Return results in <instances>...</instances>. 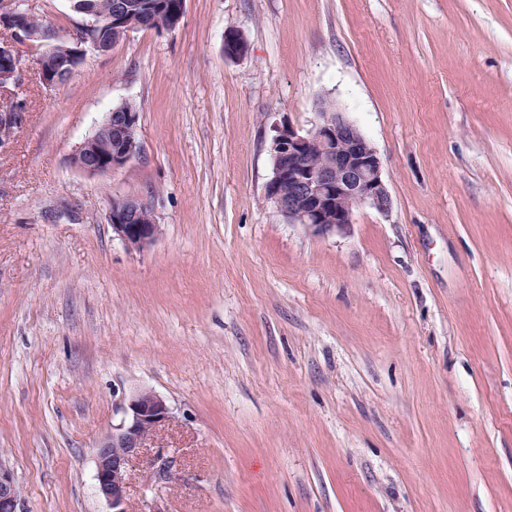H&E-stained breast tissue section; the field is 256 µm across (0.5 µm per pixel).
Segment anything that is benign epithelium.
I'll return each mask as SVG.
<instances>
[{
	"instance_id": "7a95c632",
	"label": "benign epithelium",
	"mask_w": 512,
	"mask_h": 512,
	"mask_svg": "<svg viewBox=\"0 0 512 512\" xmlns=\"http://www.w3.org/2000/svg\"><path fill=\"white\" fill-rule=\"evenodd\" d=\"M30 10L24 0H0V145L13 136L20 122L18 105L28 66L24 49L37 47L38 75L46 86L59 83L67 64L79 66L90 52H105L96 32L112 25V16L93 11L80 15L73 30L57 37L50 31L23 27ZM63 40L66 54L53 50L49 41ZM314 128L302 133L282 125L269 142L272 176L265 196L275 210L292 224H301L317 234L342 232L353 223L354 211L367 206L386 212L391 197L382 177L377 151L359 128L340 110L320 109ZM139 113L111 112L105 122L71 154V165L88 174L118 170L140 152ZM112 139L115 149L99 151L103 139ZM317 163H312V160ZM107 221L112 234L127 248L141 251L160 233L153 211L139 200L122 198L110 203ZM167 402L151 390L139 391L124 400L122 420L96 446L95 480L110 512H129L127 480L132 462L147 442L170 418ZM0 512H21V498L13 472L0 462Z\"/></svg>"
}]
</instances>
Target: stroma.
<instances>
[{
    "mask_svg": "<svg viewBox=\"0 0 512 512\" xmlns=\"http://www.w3.org/2000/svg\"><path fill=\"white\" fill-rule=\"evenodd\" d=\"M24 95L0 147V460L22 512H109L95 446L142 390L171 418L129 512H512V0H185L63 83L29 68ZM128 101L139 155L74 169ZM324 101L392 205L322 236L265 185L275 126L310 130ZM115 198L151 207L152 245L113 238Z\"/></svg>",
    "mask_w": 512,
    "mask_h": 512,
    "instance_id": "obj_1",
    "label": "stroma"
}]
</instances>
